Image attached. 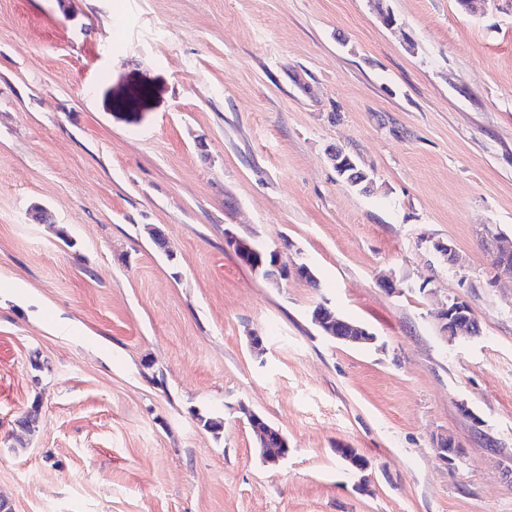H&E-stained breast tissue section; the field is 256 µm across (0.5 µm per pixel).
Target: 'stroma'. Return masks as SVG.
<instances>
[{
  "mask_svg": "<svg viewBox=\"0 0 512 512\" xmlns=\"http://www.w3.org/2000/svg\"><path fill=\"white\" fill-rule=\"evenodd\" d=\"M487 225L512 237V12L0 0V496L13 512H512V283L486 284ZM228 230L305 258L319 288L262 280ZM457 297L482 333L451 343L434 315ZM320 303L376 344L324 336ZM246 408L287 436L278 467Z\"/></svg>",
  "mask_w": 512,
  "mask_h": 512,
  "instance_id": "35a3bbf8",
  "label": "stroma"
}]
</instances>
